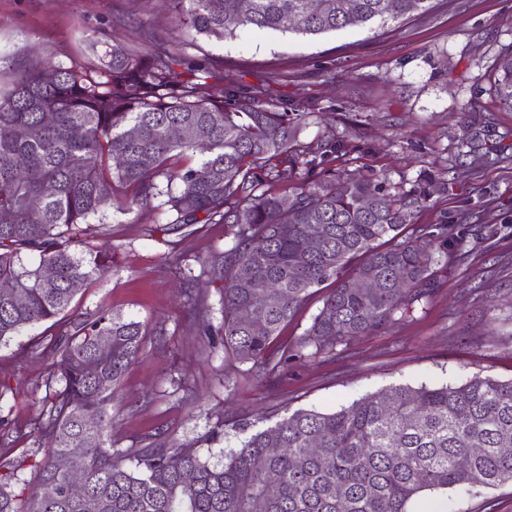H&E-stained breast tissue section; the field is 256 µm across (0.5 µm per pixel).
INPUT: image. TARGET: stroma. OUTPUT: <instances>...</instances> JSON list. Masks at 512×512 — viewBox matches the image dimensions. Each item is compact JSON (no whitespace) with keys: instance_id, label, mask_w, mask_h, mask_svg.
<instances>
[{"instance_id":"stroma-1","label":"stroma","mask_w":512,"mask_h":512,"mask_svg":"<svg viewBox=\"0 0 512 512\" xmlns=\"http://www.w3.org/2000/svg\"><path fill=\"white\" fill-rule=\"evenodd\" d=\"M146 32L181 40L169 0H0V56L28 63L84 65L115 46H142ZM511 46L512 0H436L383 29L242 31L187 49L189 59L231 74L239 93L305 106L300 141L313 150L342 144L324 168L376 177L397 195L426 194L415 224L466 230L469 254L435 267L433 297L413 318L260 384L248 364L209 344L182 294L193 289L220 321V283L199 261L223 252L228 227L182 238L152 212L112 213L98 231L111 234L117 265L82 288L71 312L115 311L152 329L112 406L113 447L159 433L215 463L238 446L235 424L259 430L286 408L335 410L398 384L512 379V112L499 108L495 92L496 60ZM489 290L495 303L485 299ZM47 333L40 324L0 343V421L17 433L0 445L2 455L30 447V425L55 387L57 363L40 346ZM221 421L230 428L214 436ZM452 504L458 512H512V485L424 499L426 512Z\"/></svg>"}]
</instances>
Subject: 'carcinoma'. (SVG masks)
I'll return each mask as SVG.
<instances>
[{
    "label": "carcinoma",
    "instance_id": "carcinoma-1",
    "mask_svg": "<svg viewBox=\"0 0 512 512\" xmlns=\"http://www.w3.org/2000/svg\"><path fill=\"white\" fill-rule=\"evenodd\" d=\"M173 0L186 38L173 46L153 33L147 51L112 48L100 64L63 61L43 69L19 63L0 84V342L67 312L88 282L112 271L115 246L87 243L91 220L149 206L188 237L224 224L231 243L201 263L222 285L220 325L194 307L198 329L221 337L224 351L251 364L263 383L302 358L329 357L357 336L411 316L433 295V268L463 256L467 240L446 224L404 233L426 195H395L376 178L322 170L298 140L303 106L208 92L206 66L182 70L197 39L222 42L247 29L320 35L352 26L385 28L434 0ZM497 96L512 111V49L498 62ZM188 134L174 137L170 129ZM296 182L290 195L259 191ZM321 229L317 248L309 228ZM56 276L46 280L41 268ZM250 277H240L241 266ZM321 297L308 328L288 341L282 330ZM248 308L263 323L241 321ZM147 326L121 313H81L42 344L57 360L58 388L30 430L33 448L0 457V512H86L67 491L59 461L87 442L74 466L85 475L95 512H411L426 491L512 484V380L474 376L459 384L395 385L347 407L284 409L270 426L212 463L199 449L148 435L139 448H112V403L142 353ZM99 336L112 344L101 349ZM318 442L315 452L309 444ZM480 452L473 453L471 449ZM469 456L460 469L455 461ZM38 487L17 488L26 463ZM192 481L184 480V473ZM51 485L56 494L43 489Z\"/></svg>",
    "mask_w": 512,
    "mask_h": 512
}]
</instances>
